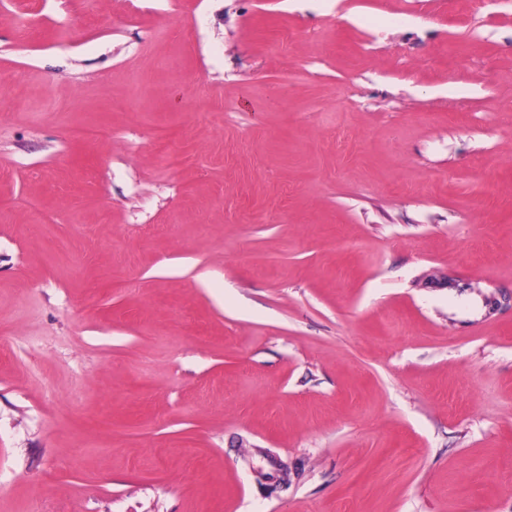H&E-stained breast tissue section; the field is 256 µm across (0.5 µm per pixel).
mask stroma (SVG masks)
I'll list each match as a JSON object with an SVG mask.
<instances>
[{
	"mask_svg": "<svg viewBox=\"0 0 512 512\" xmlns=\"http://www.w3.org/2000/svg\"><path fill=\"white\" fill-rule=\"evenodd\" d=\"M10 73L0 512H512V0H0Z\"/></svg>",
	"mask_w": 512,
	"mask_h": 512,
	"instance_id": "obj_1",
	"label": "stroma"
}]
</instances>
